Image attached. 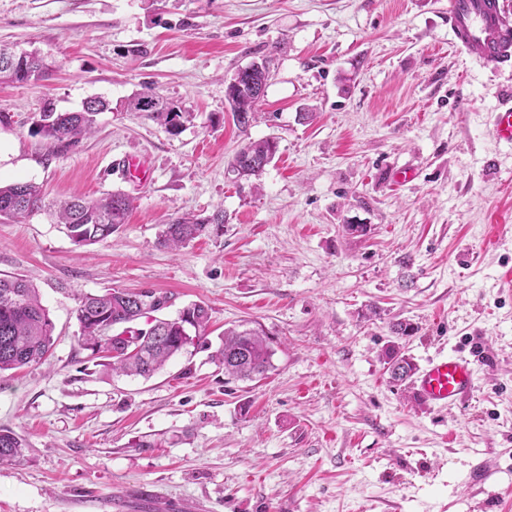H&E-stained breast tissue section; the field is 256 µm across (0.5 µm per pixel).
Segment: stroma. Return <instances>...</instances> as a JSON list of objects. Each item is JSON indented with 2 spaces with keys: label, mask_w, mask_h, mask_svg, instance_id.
Returning a JSON list of instances; mask_svg holds the SVG:
<instances>
[{
  "label": "stroma",
  "mask_w": 512,
  "mask_h": 512,
  "mask_svg": "<svg viewBox=\"0 0 512 512\" xmlns=\"http://www.w3.org/2000/svg\"><path fill=\"white\" fill-rule=\"evenodd\" d=\"M0 46L52 64L0 84V183L133 199L85 248L46 212L0 219V275L30 279L54 323L42 363L0 374V428L27 442L0 466V512H512V291L497 285L512 145L489 124L512 65L455 49L448 0H0ZM264 56L263 115L243 132L225 88ZM147 86L193 112L179 135L120 111ZM93 97L112 110L52 155L44 103ZM269 136L275 160L239 189L228 163ZM131 159L147 181L126 176ZM219 207L222 234L158 245L164 219ZM114 288L166 297L163 318L205 303L206 342L148 378L112 373L75 310ZM395 320L416 333L395 339ZM244 322L276 350L259 381L211 358ZM394 341L419 367L468 356L472 395L416 402L382 360Z\"/></svg>",
  "instance_id": "35a3bbf8"
}]
</instances>
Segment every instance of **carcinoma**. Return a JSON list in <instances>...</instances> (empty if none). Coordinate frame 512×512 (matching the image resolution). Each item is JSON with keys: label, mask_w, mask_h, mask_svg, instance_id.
I'll use <instances>...</instances> for the list:
<instances>
[{"label": "carcinoma", "mask_w": 512, "mask_h": 512, "mask_svg": "<svg viewBox=\"0 0 512 512\" xmlns=\"http://www.w3.org/2000/svg\"><path fill=\"white\" fill-rule=\"evenodd\" d=\"M12 53L0 49V83H27L43 78L49 65L37 55H26L11 63ZM271 59L263 57L250 63L251 72L243 73L242 83L247 93L229 100L236 127L245 132L258 118L262 97L249 94L252 88L268 87ZM108 108L98 98L87 100L79 112H57L53 105L43 107L38 133L47 140L52 153L65 155L96 129V116ZM124 108L141 112L146 119L178 135L192 113L168 101L152 88H145L128 98ZM278 153V141L271 137L248 141L234 156L230 168L236 178L260 175ZM133 199L121 193L97 199L74 197L46 205L42 188L32 182H17L0 186V218L18 221L50 207L56 223L65 226L68 236L78 246L96 244L119 230L125 223ZM224 209L211 215L176 217L161 230L158 243L169 249H179L203 236L217 235L224 227ZM166 303L164 297L148 293L113 289L103 294H85L79 298L76 318L81 344L109 359L115 373L149 377L160 370L173 356L182 351V332L191 328L194 337L206 335L210 315L202 303L185 307L187 317L178 320L154 318L147 328L135 327L136 322L150 311ZM140 341V349L130 353L126 346L109 338L114 328ZM53 322L42 304L38 289L21 276L0 277V372L38 364L53 345ZM275 350L267 334L259 329L227 328L221 335L219 348L211 355L224 365V375L242 381L264 377L274 369ZM384 363L395 381L410 378L415 370L412 359L392 345L385 352ZM27 444L10 429H0V465L19 463L24 459Z\"/></svg>", "instance_id": "1"}]
</instances>
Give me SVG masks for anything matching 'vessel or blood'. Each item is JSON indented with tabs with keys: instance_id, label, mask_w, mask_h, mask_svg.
Wrapping results in <instances>:
<instances>
[{
	"instance_id": "obj_1",
	"label": "vessel or blood",
	"mask_w": 512,
	"mask_h": 512,
	"mask_svg": "<svg viewBox=\"0 0 512 512\" xmlns=\"http://www.w3.org/2000/svg\"><path fill=\"white\" fill-rule=\"evenodd\" d=\"M448 24L460 50H476L491 68L512 61V25L503 19L498 0H448ZM492 132L512 144V104L490 115ZM476 383L471 362L461 356H438L416 369L410 380L414 396L425 405L445 408L469 396Z\"/></svg>"
}]
</instances>
